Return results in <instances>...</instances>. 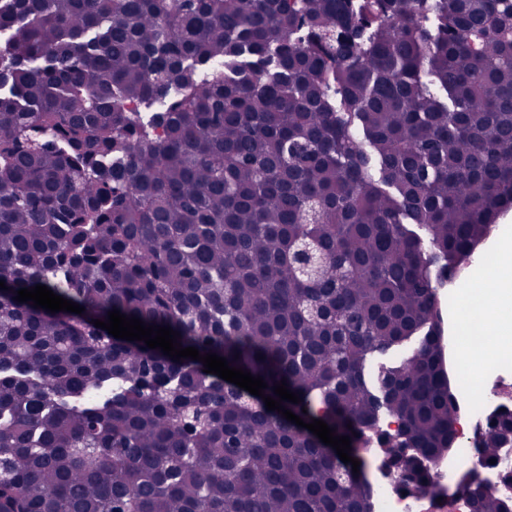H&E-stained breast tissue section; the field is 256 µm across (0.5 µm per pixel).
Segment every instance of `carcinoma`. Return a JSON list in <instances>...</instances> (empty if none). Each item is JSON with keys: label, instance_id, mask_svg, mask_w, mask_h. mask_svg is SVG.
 Listing matches in <instances>:
<instances>
[{"label": "carcinoma", "instance_id": "obj_1", "mask_svg": "<svg viewBox=\"0 0 512 512\" xmlns=\"http://www.w3.org/2000/svg\"><path fill=\"white\" fill-rule=\"evenodd\" d=\"M510 208L512 0H5L0 512H371L335 449L113 309L427 493L441 296ZM38 284L85 311L14 300ZM511 447L502 403L479 464L510 484Z\"/></svg>", "mask_w": 512, "mask_h": 512}]
</instances>
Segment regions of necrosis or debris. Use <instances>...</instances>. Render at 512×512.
Returning <instances> with one entry per match:
<instances>
[{
    "label": "necrosis or debris",
    "instance_id": "necrosis-or-debris-1",
    "mask_svg": "<svg viewBox=\"0 0 512 512\" xmlns=\"http://www.w3.org/2000/svg\"><path fill=\"white\" fill-rule=\"evenodd\" d=\"M446 362L448 380L458 406L457 447L433 464V485L428 494L411 495L399 485L380 460H373L366 473L372 512H427L429 502L453 505L454 512H470V502L462 490L464 483L479 473V434L491 412L500 404L502 391L512 381V358L501 360L487 373L488 388L483 397H474L461 374L465 359L459 344L449 342Z\"/></svg>",
    "mask_w": 512,
    "mask_h": 512
}]
</instances>
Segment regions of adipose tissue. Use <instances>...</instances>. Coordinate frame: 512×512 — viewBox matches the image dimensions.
Masks as SVG:
<instances>
[{
    "label": "adipose tissue",
    "instance_id": "obj_1",
    "mask_svg": "<svg viewBox=\"0 0 512 512\" xmlns=\"http://www.w3.org/2000/svg\"><path fill=\"white\" fill-rule=\"evenodd\" d=\"M503 273L479 283L469 293L460 311L464 336L484 339L482 354L473 367L486 366L497 358L495 343L512 334V246H504L495 259Z\"/></svg>",
    "mask_w": 512,
    "mask_h": 512
}]
</instances>
